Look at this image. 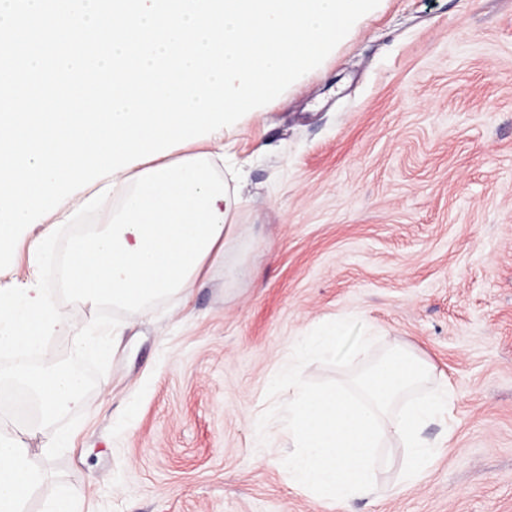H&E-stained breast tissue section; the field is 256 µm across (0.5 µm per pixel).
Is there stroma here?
I'll return each instance as SVG.
<instances>
[{"label":"stroma","mask_w":512,"mask_h":512,"mask_svg":"<svg viewBox=\"0 0 512 512\" xmlns=\"http://www.w3.org/2000/svg\"><path fill=\"white\" fill-rule=\"evenodd\" d=\"M232 127L239 233L167 307L124 318L57 462L81 512H512V0H381L307 78ZM20 236L0 289L38 280ZM354 317L424 359L446 441L377 496L292 484L271 378L316 326Z\"/></svg>","instance_id":"stroma-1"}]
</instances>
